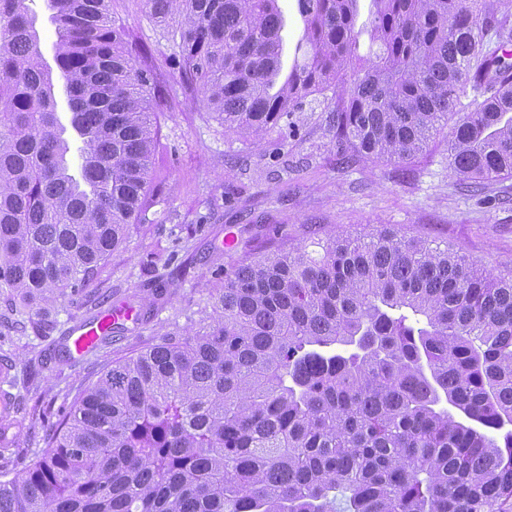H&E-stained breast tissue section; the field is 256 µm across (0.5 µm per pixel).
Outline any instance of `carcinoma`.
Listing matches in <instances>:
<instances>
[{"label": "carcinoma", "instance_id": "1", "mask_svg": "<svg viewBox=\"0 0 512 512\" xmlns=\"http://www.w3.org/2000/svg\"><path fill=\"white\" fill-rule=\"evenodd\" d=\"M111 2L48 0L51 66L28 0H0V288L24 300L82 287L145 220L153 74ZM142 3L228 130L330 92L337 141L406 161L457 113V174L512 177L491 0H371L361 27L358 0H297L280 84L279 0ZM0 512H512V278L387 229L247 256L204 331L112 362L41 456L0 471ZM295 1L282 0L279 2L284 16V49L282 55V71L280 81L288 75L293 56V48L303 33V21L295 8Z\"/></svg>", "mask_w": 512, "mask_h": 512}]
</instances>
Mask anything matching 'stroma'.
I'll return each instance as SVG.
<instances>
[{"instance_id": "stroma-1", "label": "stroma", "mask_w": 512, "mask_h": 512, "mask_svg": "<svg viewBox=\"0 0 512 512\" xmlns=\"http://www.w3.org/2000/svg\"><path fill=\"white\" fill-rule=\"evenodd\" d=\"M112 18L151 53V100H163L144 223L86 287L27 303L0 288V466L41 455L59 416L111 367L175 333L202 331L224 274L245 255L287 251L387 226L446 246L496 276L512 273V178L480 192L453 171L445 136L407 162L338 144L334 102L307 98L285 126L259 139L225 131L201 94H188L161 27L140 0H114ZM135 307L98 347L71 357L67 341L111 304Z\"/></svg>"}]
</instances>
